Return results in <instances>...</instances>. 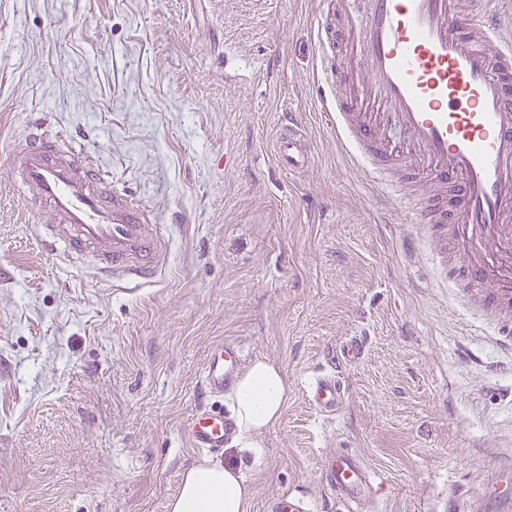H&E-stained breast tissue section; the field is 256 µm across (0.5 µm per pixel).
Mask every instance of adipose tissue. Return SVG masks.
<instances>
[{"mask_svg": "<svg viewBox=\"0 0 512 512\" xmlns=\"http://www.w3.org/2000/svg\"><path fill=\"white\" fill-rule=\"evenodd\" d=\"M232 399L235 443L260 452L261 436L280 421L288 401V378L275 363L254 360L237 380ZM254 488L241 470L216 459L187 468L168 512H252Z\"/></svg>", "mask_w": 512, "mask_h": 512, "instance_id": "adipose-tissue-1", "label": "adipose tissue"}]
</instances>
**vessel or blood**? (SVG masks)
Instances as JSON below:
<instances>
[{
	"label": "vessel or blood",
	"mask_w": 512,
	"mask_h": 512,
	"mask_svg": "<svg viewBox=\"0 0 512 512\" xmlns=\"http://www.w3.org/2000/svg\"><path fill=\"white\" fill-rule=\"evenodd\" d=\"M365 19L350 40L337 41L328 16L313 20L326 109L358 166L377 174L391 194L390 207L410 204L414 221L435 232L434 265L447 268L448 251L465 262L461 287L489 286V302L512 305V40L500 35L512 0H484L480 17L461 12L458 0H362ZM360 67L355 92L344 88L336 64ZM396 125L401 144L385 136ZM279 166L288 172L309 162V145L295 122L276 140ZM9 169L53 223L37 225L41 241L75 257L94 260L113 281L148 278L168 259V246L148 219L149 209L115 185L107 171L68 134L44 132L32 122L13 143ZM366 353L352 335L331 351L303 391L320 416L336 415L345 385L337 361ZM244 349L234 340L212 346L201 368L206 393L223 395L239 376ZM195 449L217 452L234 433L230 416L198 406L184 423ZM319 473L327 491L346 504L376 494L381 481L354 452L323 457ZM265 512H315L311 497L286 492Z\"/></svg>",
	"instance_id": "vessel-or-blood-1"
}]
</instances>
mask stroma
Segmentation results:
<instances>
[{
	"instance_id": "stroma-1",
	"label": "stroma",
	"mask_w": 512,
	"mask_h": 512,
	"mask_svg": "<svg viewBox=\"0 0 512 512\" xmlns=\"http://www.w3.org/2000/svg\"><path fill=\"white\" fill-rule=\"evenodd\" d=\"M328 0H0V512H167L201 460L181 425L204 396L210 346L288 377L261 456L225 444L253 512L286 489L345 512L320 482L337 448L378 494L356 512H512V311L410 265L434 239L374 198L324 110L312 19ZM310 163L282 171L286 115ZM71 133L149 206L169 257L148 282L96 276L47 251L31 194L9 177L34 119ZM363 333L340 368L332 419L302 391L324 354Z\"/></svg>"
}]
</instances>
